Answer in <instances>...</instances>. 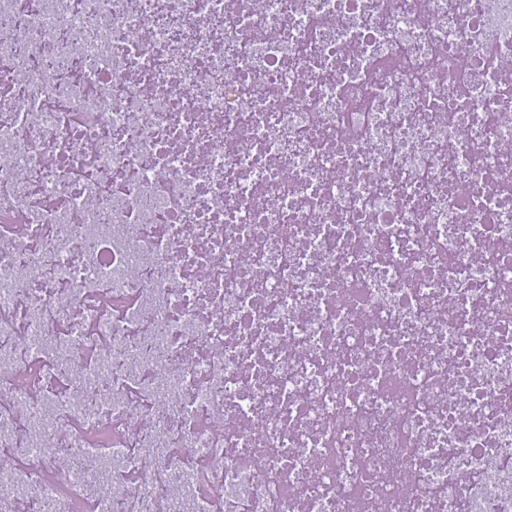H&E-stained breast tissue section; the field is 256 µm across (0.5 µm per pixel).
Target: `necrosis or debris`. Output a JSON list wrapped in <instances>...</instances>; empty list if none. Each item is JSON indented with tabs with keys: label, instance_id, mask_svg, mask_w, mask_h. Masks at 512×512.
Masks as SVG:
<instances>
[{
	"label": "necrosis or debris",
	"instance_id": "obj_1",
	"mask_svg": "<svg viewBox=\"0 0 512 512\" xmlns=\"http://www.w3.org/2000/svg\"><path fill=\"white\" fill-rule=\"evenodd\" d=\"M32 503L512 512V0H0Z\"/></svg>",
	"mask_w": 512,
	"mask_h": 512
}]
</instances>
